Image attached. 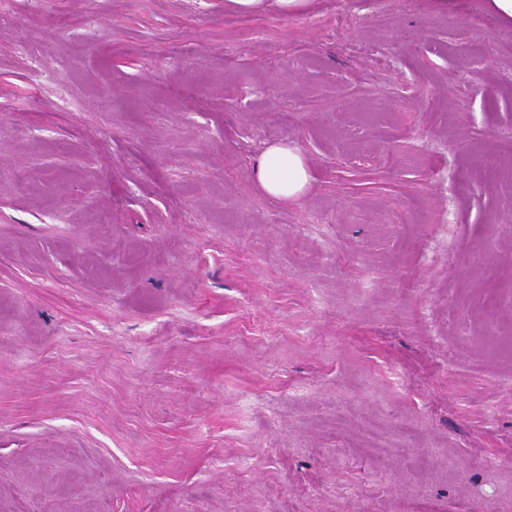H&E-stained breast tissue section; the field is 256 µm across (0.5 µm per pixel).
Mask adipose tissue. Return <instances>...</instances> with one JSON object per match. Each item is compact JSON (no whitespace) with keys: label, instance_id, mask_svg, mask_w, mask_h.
<instances>
[{"label":"adipose tissue","instance_id":"ef3b65f1","mask_svg":"<svg viewBox=\"0 0 512 512\" xmlns=\"http://www.w3.org/2000/svg\"><path fill=\"white\" fill-rule=\"evenodd\" d=\"M256 174L261 191L278 202L300 199L313 182L304 156L285 141L271 144L263 151Z\"/></svg>","mask_w":512,"mask_h":512}]
</instances>
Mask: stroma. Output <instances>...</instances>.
Returning <instances> with one entry per match:
<instances>
[{
    "mask_svg": "<svg viewBox=\"0 0 512 512\" xmlns=\"http://www.w3.org/2000/svg\"><path fill=\"white\" fill-rule=\"evenodd\" d=\"M511 340L484 0L0 11V512H512ZM311 0H225L224 7L241 15H254L274 10L281 15L291 16L306 12ZM256 174L261 191L278 202L300 199L313 182L304 156L288 141L271 144L263 151Z\"/></svg>",
    "mask_w": 512,
    "mask_h": 512,
    "instance_id": "stroma-1",
    "label": "stroma"
}]
</instances>
